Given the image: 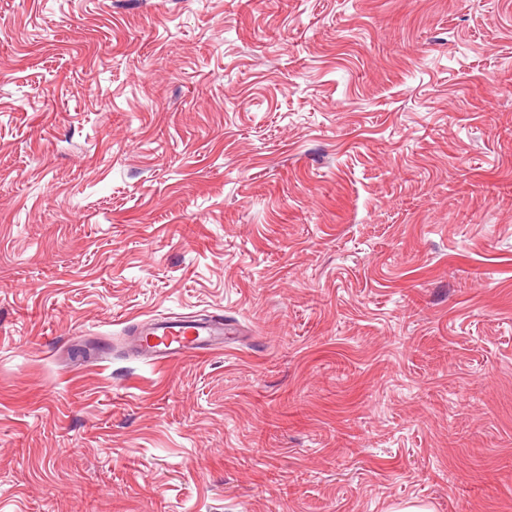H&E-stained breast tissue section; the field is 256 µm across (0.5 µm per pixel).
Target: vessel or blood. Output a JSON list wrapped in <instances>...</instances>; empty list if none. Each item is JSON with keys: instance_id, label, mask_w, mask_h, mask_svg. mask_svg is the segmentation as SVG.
<instances>
[{"instance_id": "vessel-or-blood-1", "label": "vessel or blood", "mask_w": 512, "mask_h": 512, "mask_svg": "<svg viewBox=\"0 0 512 512\" xmlns=\"http://www.w3.org/2000/svg\"><path fill=\"white\" fill-rule=\"evenodd\" d=\"M144 333V340L137 344L139 351L154 360H172L222 348L232 330L220 317L189 321L153 317Z\"/></svg>"}]
</instances>
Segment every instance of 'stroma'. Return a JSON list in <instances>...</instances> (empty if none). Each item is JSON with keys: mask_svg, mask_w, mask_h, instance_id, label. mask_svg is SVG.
Instances as JSON below:
<instances>
[{"mask_svg": "<svg viewBox=\"0 0 512 512\" xmlns=\"http://www.w3.org/2000/svg\"><path fill=\"white\" fill-rule=\"evenodd\" d=\"M409 505L512 512V0H0V512ZM145 325L144 330L136 333L139 336L136 347L153 360L181 359L201 350L224 348V339L234 334L222 316L189 321L153 317ZM149 335L154 336L153 341L146 337L140 342V336Z\"/></svg>", "mask_w": 512, "mask_h": 512, "instance_id": "stroma-1", "label": "stroma"}]
</instances>
